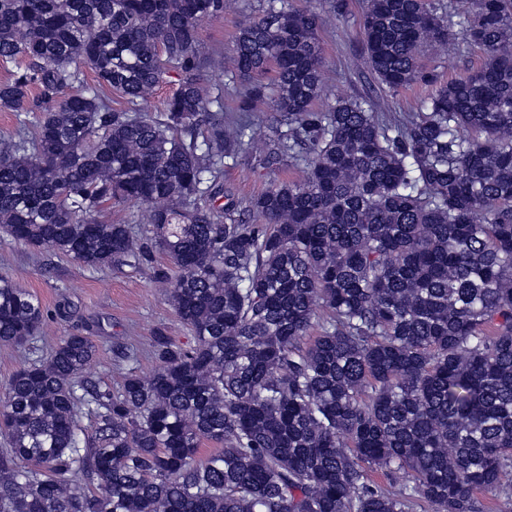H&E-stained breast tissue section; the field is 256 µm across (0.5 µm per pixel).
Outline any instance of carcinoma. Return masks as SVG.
Listing matches in <instances>:
<instances>
[{"instance_id": "carcinoma-1", "label": "carcinoma", "mask_w": 512, "mask_h": 512, "mask_svg": "<svg viewBox=\"0 0 512 512\" xmlns=\"http://www.w3.org/2000/svg\"><path fill=\"white\" fill-rule=\"evenodd\" d=\"M224 0H0V110L42 112L0 142V232L83 266L140 271L194 335L159 334L148 376H83L71 333L0 391V512H512V0H368L367 62L389 92L434 87L388 122L324 93L319 15L268 0L234 37L243 116L198 74L224 69L199 26ZM483 51L471 75L430 46ZM94 74L88 85L80 66ZM171 69L180 80L141 112ZM124 100L112 107V93ZM274 112L269 132L245 114ZM217 108L203 139L202 117ZM283 156L300 181L211 204L224 160ZM148 205L144 227L104 216ZM39 299L0 277V348L34 343ZM317 327L318 335L309 331ZM93 420L85 433L82 419ZM205 441L219 445L205 458ZM402 474L392 492L371 472ZM483 61L484 53L479 48L467 44L462 45L459 53L450 57L424 49L418 59L422 69L438 75L441 81L464 78L479 68ZM147 208L146 205L131 201H112L105 206L107 218L114 223L129 224L131 227L139 228L140 215Z\"/></svg>"}]
</instances>
